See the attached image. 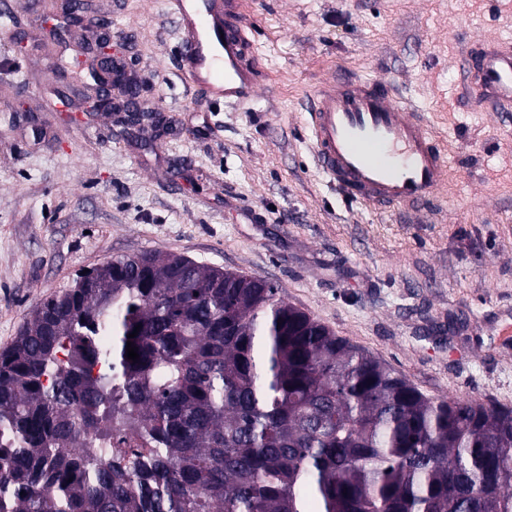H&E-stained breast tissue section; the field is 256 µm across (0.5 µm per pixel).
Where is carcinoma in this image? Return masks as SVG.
Listing matches in <instances>:
<instances>
[{
    "label": "carcinoma",
    "mask_w": 512,
    "mask_h": 512,
    "mask_svg": "<svg viewBox=\"0 0 512 512\" xmlns=\"http://www.w3.org/2000/svg\"><path fill=\"white\" fill-rule=\"evenodd\" d=\"M87 278L0 350V512H512V408L426 397L258 276Z\"/></svg>",
    "instance_id": "obj_1"
}]
</instances>
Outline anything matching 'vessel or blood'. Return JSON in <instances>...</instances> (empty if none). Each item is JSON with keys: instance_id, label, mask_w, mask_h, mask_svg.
Instances as JSON below:
<instances>
[{"instance_id": "b4317fda", "label": "vessel or blood", "mask_w": 512, "mask_h": 512, "mask_svg": "<svg viewBox=\"0 0 512 512\" xmlns=\"http://www.w3.org/2000/svg\"><path fill=\"white\" fill-rule=\"evenodd\" d=\"M177 23L179 74L204 90L211 109L252 99L265 74L245 23V0H164ZM460 65L479 103L512 112V41L468 44ZM312 155L349 199L384 210L427 207L448 180L439 138L409 111L392 83L331 71L303 100Z\"/></svg>"}]
</instances>
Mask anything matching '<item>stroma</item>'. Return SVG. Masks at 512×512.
I'll use <instances>...</instances> for the list:
<instances>
[{
    "mask_svg": "<svg viewBox=\"0 0 512 512\" xmlns=\"http://www.w3.org/2000/svg\"><path fill=\"white\" fill-rule=\"evenodd\" d=\"M0 0V349L47 295L107 259L161 251L246 275L434 399L512 407V112L473 108L458 59L512 37V0H246L268 73L241 108L206 109L176 71L163 0H85L160 125L91 112L96 33ZM344 67L393 83L444 143L449 182L408 212L329 187L300 94Z\"/></svg>",
    "mask_w": 512,
    "mask_h": 512,
    "instance_id": "35a3bbf8",
    "label": "stroma"
}]
</instances>
